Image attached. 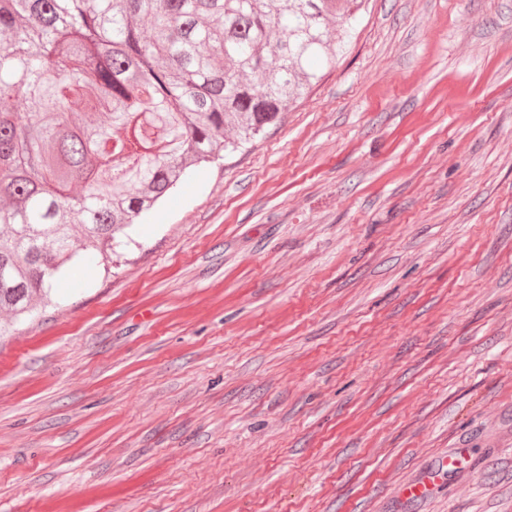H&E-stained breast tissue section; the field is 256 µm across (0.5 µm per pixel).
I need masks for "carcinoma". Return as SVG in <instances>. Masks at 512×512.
I'll list each match as a JSON object with an SVG mask.
<instances>
[{"label": "carcinoma", "mask_w": 512, "mask_h": 512, "mask_svg": "<svg viewBox=\"0 0 512 512\" xmlns=\"http://www.w3.org/2000/svg\"><path fill=\"white\" fill-rule=\"evenodd\" d=\"M366 0H0V313L276 123L349 49ZM334 20L339 34L328 28ZM105 112L81 128L77 112ZM82 185L72 198L65 189ZM81 228V238L74 228Z\"/></svg>", "instance_id": "cac0c4a2"}]
</instances>
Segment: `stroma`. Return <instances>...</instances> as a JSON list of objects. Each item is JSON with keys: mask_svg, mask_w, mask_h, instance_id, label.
I'll return each instance as SVG.
<instances>
[{"mask_svg": "<svg viewBox=\"0 0 512 512\" xmlns=\"http://www.w3.org/2000/svg\"><path fill=\"white\" fill-rule=\"evenodd\" d=\"M0 512H512V0H370L69 266L0 339Z\"/></svg>", "mask_w": 512, "mask_h": 512, "instance_id": "obj_1", "label": "stroma"}]
</instances>
